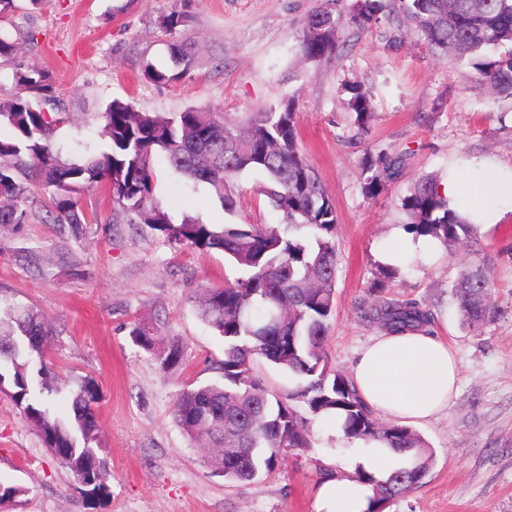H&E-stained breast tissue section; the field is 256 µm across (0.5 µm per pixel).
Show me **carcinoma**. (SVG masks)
Listing matches in <instances>:
<instances>
[{"label": "carcinoma", "instance_id": "obj_1", "mask_svg": "<svg viewBox=\"0 0 512 512\" xmlns=\"http://www.w3.org/2000/svg\"><path fill=\"white\" fill-rule=\"evenodd\" d=\"M325 0L303 26L301 49L319 61L336 51V7ZM432 48L468 62L476 78L498 98L512 99V0H398ZM384 0H355L349 25L368 31L388 20ZM175 68H150L157 83L178 80L196 61L194 43L172 44ZM13 66L16 92L0 99V224H29L41 214L68 227L73 236L91 222L82 202L88 187L111 182L113 204L141 224L162 232L174 245L224 253L240 276L198 295L202 320L224 338V384L186 385L177 395L176 424L206 448L214 471L229 483L252 482L271 474L283 448L311 447L310 425L334 413L350 442H376L402 456L386 477L363 470L355 476L373 486V509L416 488L434 454L414 429L380 423L361 398L352 378L331 366L326 342L336 311L338 252L336 206L314 168L297 147L298 121L292 106L254 114L244 126L217 110L190 107L170 117L137 112L114 99L101 113L99 136L105 149L70 158L53 139L61 112L44 111L54 98L52 76L18 57V42L0 33V60ZM349 106L356 114L357 136L368 133L371 97L353 88ZM165 157L183 179L206 185L221 207L231 212L237 178L264 175L260 187L281 223L205 224L185 215L175 222L154 198L155 156ZM363 194L378 196L402 172V159L381 150L361 161ZM405 228L416 237L431 236L450 249L470 237L475 225L448 205L433 178L418 181L401 199ZM493 263L485 256L461 268L451 288L459 315L467 324H487L498 315L492 300ZM362 317L388 333L422 331L433 313L418 299L382 297L365 303ZM53 335L43 313L29 306L0 303V391L8 385L25 419L55 455L69 457V470L81 483L103 488L106 462L94 448L99 394L93 381L71 390V415L51 411L56 388L47 384L45 347ZM137 346L153 355L165 372L184 365L182 344L155 326L132 329ZM267 365L294 380L285 392L269 389L257 374Z\"/></svg>", "mask_w": 512, "mask_h": 512}]
</instances>
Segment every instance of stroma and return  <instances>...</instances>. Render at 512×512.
<instances>
[{
	"label": "stroma",
	"mask_w": 512,
	"mask_h": 512,
	"mask_svg": "<svg viewBox=\"0 0 512 512\" xmlns=\"http://www.w3.org/2000/svg\"><path fill=\"white\" fill-rule=\"evenodd\" d=\"M324 0H50L19 6L1 28L20 42L29 66L49 71V112L69 121L53 136L64 153L102 147L98 116L115 99L141 112L217 109L243 123L289 100L298 114V145L332 197L338 215L336 315L326 350L351 373L360 349L380 332L366 322L379 271L375 253L406 217L400 207L418 180L457 174L477 179L487 160L512 168V102L490 97L465 65L432 51L414 23L382 22L356 34L347 25L353 0L336 11L335 56L303 60L298 36ZM188 15L185 36L199 42L195 64L178 82L154 83L148 67H171L172 11ZM371 96L369 132L355 140L353 87ZM369 148L404 155L402 176L375 198L362 192L361 159ZM154 194L174 218L210 224H276L279 214L258 193L264 177H238L237 206L224 211L205 186L172 174L156 159ZM96 223L80 237L34 221L0 227V297L33 305L53 328L51 382L99 390V455L110 476L89 492L45 447L10 391L0 392V483L26 493L0 512H314L326 475L349 476L364 447L326 421L311 425L312 446L286 450L276 470L255 481L226 483L173 419L184 383H219L224 339L200 318L198 289L220 286L238 271L219 252L174 246L150 225L115 215L105 185L83 195ZM494 262L492 324L463 326L449 299L461 263L476 250ZM425 301L436 334L459 361V393L447 411L418 426L434 460L419 487L384 512H512V213L479 227L476 243L441 250L431 263L405 259L390 288ZM161 327L184 346L185 366L162 372L135 345V323Z\"/></svg>",
	"instance_id": "stroma-1"
}]
</instances>
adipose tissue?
Here are the masks:
<instances>
[{
  "label": "adipose tissue",
  "mask_w": 512,
  "mask_h": 512,
  "mask_svg": "<svg viewBox=\"0 0 512 512\" xmlns=\"http://www.w3.org/2000/svg\"><path fill=\"white\" fill-rule=\"evenodd\" d=\"M442 195L457 202L463 195L483 201L473 221L500 222L501 201H512V170L487 163L480 183L472 185L452 175L440 184ZM440 250L437 240L413 238L395 230L376 252L380 264L401 266L404 257L420 262L433 259ZM458 365L447 341L422 331L381 333L364 346L353 377L362 398L377 412L402 425H421L447 409L457 394ZM371 485L349 476L330 478L315 491V512H369Z\"/></svg>",
  "instance_id": "obj_1"
}]
</instances>
